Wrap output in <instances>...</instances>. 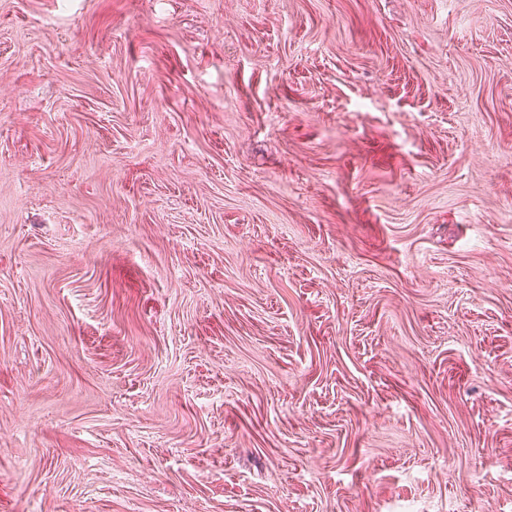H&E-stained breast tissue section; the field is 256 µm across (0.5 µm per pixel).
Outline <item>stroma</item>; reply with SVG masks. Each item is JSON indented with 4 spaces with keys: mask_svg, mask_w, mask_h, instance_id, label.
Masks as SVG:
<instances>
[{
    "mask_svg": "<svg viewBox=\"0 0 512 512\" xmlns=\"http://www.w3.org/2000/svg\"><path fill=\"white\" fill-rule=\"evenodd\" d=\"M0 512H512V0H0Z\"/></svg>",
    "mask_w": 512,
    "mask_h": 512,
    "instance_id": "35a3bbf8",
    "label": "stroma"
}]
</instances>
